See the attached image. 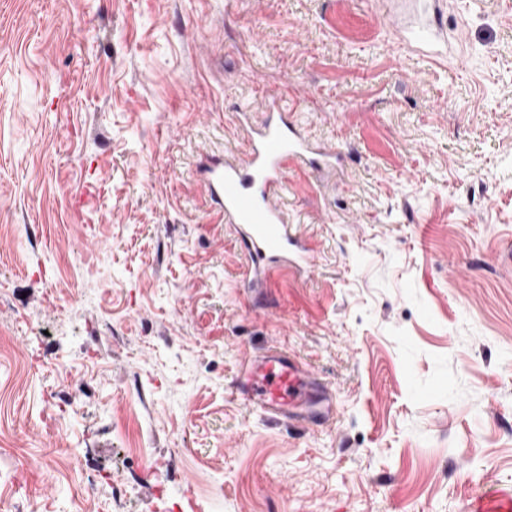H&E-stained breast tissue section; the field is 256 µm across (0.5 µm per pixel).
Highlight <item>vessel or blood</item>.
<instances>
[{
  "label": "vessel or blood",
  "mask_w": 512,
  "mask_h": 512,
  "mask_svg": "<svg viewBox=\"0 0 512 512\" xmlns=\"http://www.w3.org/2000/svg\"><path fill=\"white\" fill-rule=\"evenodd\" d=\"M388 19L400 38L416 44L419 59L438 61L442 55L437 40L439 17L392 13ZM286 110L284 92L268 89L265 119L251 129L246 160L214 165L205 181L225 222L243 230L242 246L248 257L244 280L251 288H268L288 272L308 273L314 268L312 247L293 231L278 203L290 167L333 172L340 166L338 153L298 135L283 117ZM232 394L271 417L312 425L327 423L335 407L332 391L277 349L249 360L237 375Z\"/></svg>",
  "instance_id": "vessel-or-blood-1"
}]
</instances>
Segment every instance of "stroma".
<instances>
[{"label":"stroma","mask_w":512,"mask_h":512,"mask_svg":"<svg viewBox=\"0 0 512 512\" xmlns=\"http://www.w3.org/2000/svg\"><path fill=\"white\" fill-rule=\"evenodd\" d=\"M388 7L0 0V512L512 499V7L448 0L439 67ZM274 87L345 162L282 194L314 272L251 290L200 170ZM271 349L333 420L232 397Z\"/></svg>","instance_id":"stroma-1"}]
</instances>
